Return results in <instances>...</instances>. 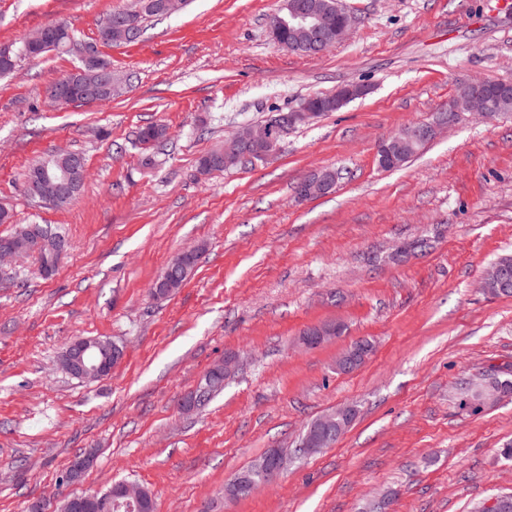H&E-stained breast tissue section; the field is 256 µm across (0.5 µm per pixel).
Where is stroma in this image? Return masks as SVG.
Instances as JSON below:
<instances>
[{"mask_svg":"<svg viewBox=\"0 0 512 512\" xmlns=\"http://www.w3.org/2000/svg\"><path fill=\"white\" fill-rule=\"evenodd\" d=\"M136 0H0V47L51 21L78 43ZM356 18L320 56L274 42L283 0H191L154 16L134 44L104 45L131 76L106 105H50L47 88L78 51L18 58L0 78V207L52 224L69 250L52 276L27 257L0 279V512L101 491L126 479L156 512H475L512 493V395L471 411L464 385L512 371V297L481 286L512 254V113L462 114L401 168L379 167L378 142L431 119L469 81L512 83V0H340ZM353 83L369 93L291 131L278 156L209 176L198 159L244 124L290 112ZM169 129L143 164L142 127ZM76 151L88 176L57 209L31 203L22 172ZM329 168L333 190L298 183ZM426 240L422 250L413 241ZM202 254L186 285L156 300L175 253ZM334 322L324 344L298 343ZM77 336L123 344L97 381L59 356ZM358 370H336L355 340ZM234 373L208 405L180 402L224 359ZM339 405L355 422L322 452L290 461L268 487L229 499L224 486L271 448H294L307 423ZM93 465L58 478L76 455Z\"/></svg>","mask_w":512,"mask_h":512,"instance_id":"35a3bbf8","label":"stroma"}]
</instances>
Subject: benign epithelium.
Here are the masks:
<instances>
[{
  "mask_svg": "<svg viewBox=\"0 0 512 512\" xmlns=\"http://www.w3.org/2000/svg\"><path fill=\"white\" fill-rule=\"evenodd\" d=\"M285 8L293 21L292 30L302 31L309 35V41L302 43L288 41V49L298 53L320 52L335 43L343 41L351 32L355 18L348 11L336 7L335 20H329L325 15L312 11L304 0H285ZM30 57L55 47V32L43 26L35 34L24 41ZM83 66L73 69L56 87L54 100L57 103L82 100L92 105L112 94L115 87L112 66L101 63L98 47L95 44L86 45L81 51ZM482 82L469 83L455 99L448 104V110L458 114L472 112L489 119L501 115V112L481 92ZM369 88L363 84L345 85L328 96L332 104L341 105L349 100L365 96ZM320 114V106L314 99L306 100L300 107L288 114H279L268 122L258 126H245L224 138V159L239 160L242 156L253 152L265 159L276 155L280 146L278 139L284 122L310 123ZM451 127L448 119L440 115L438 118L416 124L409 130L408 135L414 140L425 138L435 139L442 131ZM86 177V164L80 159H74L68 168L62 171L41 170L29 172L23 179V189L26 196L37 203L56 205L74 200L78 196L79 187ZM332 170L325 169L305 178L298 187L300 196L310 199L324 193L331 185ZM69 243L64 239H54L52 243L36 232L31 234L21 244L0 241V268L5 267L3 258L13 259L21 253L46 256L50 264L58 266L66 254ZM307 338L301 344L308 347L320 345L334 335V328L328 324L306 329ZM363 351L359 342H354L336 361V369L351 372L356 369ZM68 361L67 371L86 381L98 380L109 375L124 357L123 345L111 340L76 337L65 348ZM353 420L350 407H338L336 410L322 415L311 424L302 435L298 447L305 450L306 456L311 457L325 448L333 446L332 439L342 436ZM94 457L84 454L74 458L67 469L64 480L68 483L78 481L82 473L92 466ZM288 468V458L281 453H270L266 456L264 469L266 479L272 481ZM69 512H86L90 508L112 510V502L103 499L97 493H85L67 499Z\"/></svg>",
  "mask_w": 512,
  "mask_h": 512,
  "instance_id": "1",
  "label": "benign epithelium"
}]
</instances>
